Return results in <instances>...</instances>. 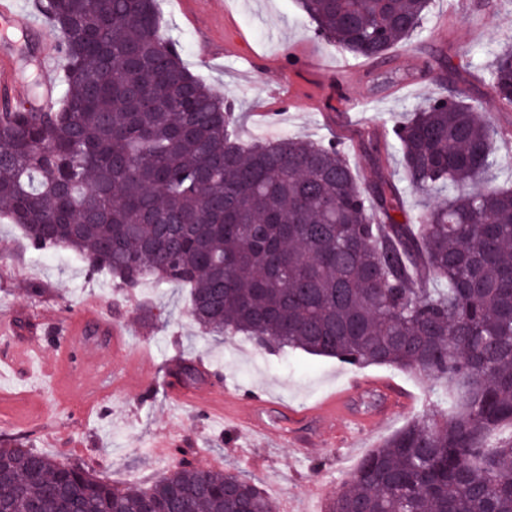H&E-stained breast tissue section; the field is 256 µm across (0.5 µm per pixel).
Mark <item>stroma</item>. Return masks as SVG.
I'll return each mask as SVG.
<instances>
[{"mask_svg": "<svg viewBox=\"0 0 512 512\" xmlns=\"http://www.w3.org/2000/svg\"><path fill=\"white\" fill-rule=\"evenodd\" d=\"M160 20L184 46L182 57L212 90L231 102L235 129L243 143L257 138L303 136L333 142L345 152L357 176L374 177L376 154L387 155L383 173L397 179L399 154L393 128L410 109L441 92V72L414 77L411 59L447 57L469 50L485 62L491 48L512 43V0H433L425 40L389 50V59L360 64L315 35L295 0H160ZM18 31L0 22V40L15 64L17 98L28 97L32 81L55 83L59 69H41L39 48L48 27L18 41ZM232 45L234 54L224 52ZM346 70L347 80L328 84L327 75ZM481 112L497 131L502 166L486 177L512 187V112L480 86ZM358 101L357 111L346 109ZM46 287L31 294L32 284ZM189 290L144 281L140 288H115L101 272L91 276L84 259L71 250L29 249L15 225L0 220V318L13 326L8 347L37 346L43 365L53 367L59 353L55 327L98 314L125 334L122 357L94 364L91 375L72 374L68 393L51 379H36L25 368L7 372L0 389L31 391L35 401L0 405V435L29 434L36 448L68 464L85 462L116 485H149L178 461L158 455L156 439L170 437L193 452L202 465L231 470L255 481L272 501L288 499L294 512H321L342 479L380 443L406 425L436 411L428 381L386 366L361 371L336 359L301 351H262L238 336H212L188 315ZM199 361L214 379L241 394L261 395L270 406L265 421L286 433L287 446L270 448L257 437L239 435L220 406L182 403L167 391L161 366L171 357ZM387 379L415 397L411 408L367 425L352 426L355 447L323 433L311 420L285 418L283 407L302 411L342 391L353 373Z\"/></svg>", "mask_w": 512, "mask_h": 512, "instance_id": "1", "label": "stroma"}]
</instances>
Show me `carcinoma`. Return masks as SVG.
Listing matches in <instances>:
<instances>
[{
	"label": "carcinoma",
	"mask_w": 512,
	"mask_h": 512,
	"mask_svg": "<svg viewBox=\"0 0 512 512\" xmlns=\"http://www.w3.org/2000/svg\"><path fill=\"white\" fill-rule=\"evenodd\" d=\"M315 34L379 60L428 31L432 0H297ZM59 37L49 112H0V216L27 246L64 247L119 288L190 287L217 335L356 368L424 376L445 411L374 448L324 512H512V189L491 121L464 88L394 127L400 179L456 190L410 215L385 180L361 183L334 143L236 135L232 105L186 66L158 0H39ZM485 83L512 109V53ZM428 280L432 288H422ZM147 487L0 438V512H277L254 482L183 449Z\"/></svg>",
	"instance_id": "obj_1"
}]
</instances>
